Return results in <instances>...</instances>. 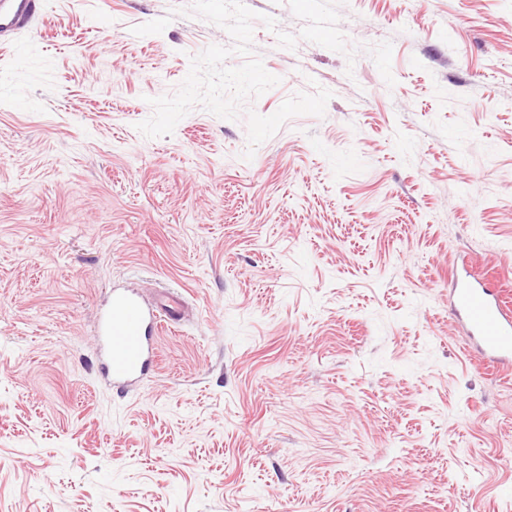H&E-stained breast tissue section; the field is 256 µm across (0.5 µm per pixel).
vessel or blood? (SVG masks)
<instances>
[{
	"label": "vessel or blood",
	"mask_w": 512,
	"mask_h": 512,
	"mask_svg": "<svg viewBox=\"0 0 512 512\" xmlns=\"http://www.w3.org/2000/svg\"><path fill=\"white\" fill-rule=\"evenodd\" d=\"M41 10V0H0V39L25 27ZM453 308L478 342L482 360L512 365V307L491 281L453 290ZM180 303L165 299L149 307L131 290H113L112 305L100 325L105 355L99 371L113 388L124 391L142 380L153 364L151 339L163 324L180 323Z\"/></svg>",
	"instance_id": "b4317fda"
}]
</instances>
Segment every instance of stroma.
I'll use <instances>...</instances> for the list:
<instances>
[{"label":"stroma","instance_id":"obj_1","mask_svg":"<svg viewBox=\"0 0 512 512\" xmlns=\"http://www.w3.org/2000/svg\"><path fill=\"white\" fill-rule=\"evenodd\" d=\"M243 2L298 38L254 22L252 108L332 93L249 161L242 117L135 128L233 44L190 0H42L0 43V512H512V367L451 298L512 299V0H343L351 62ZM117 284L197 311L122 394Z\"/></svg>","mask_w":512,"mask_h":512}]
</instances>
